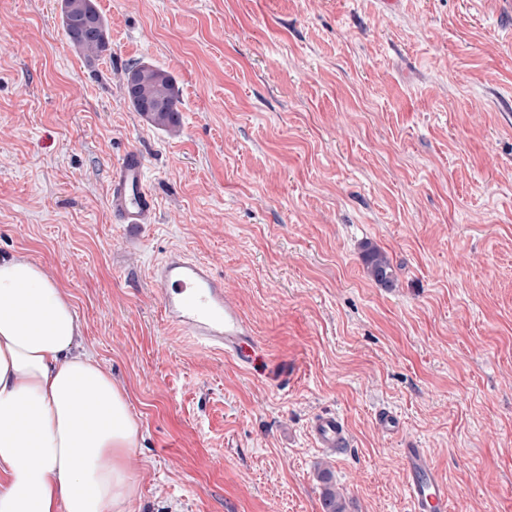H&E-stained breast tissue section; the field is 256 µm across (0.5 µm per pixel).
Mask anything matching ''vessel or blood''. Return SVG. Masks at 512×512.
<instances>
[{"label":"vessel or blood","instance_id":"obj_1","mask_svg":"<svg viewBox=\"0 0 512 512\" xmlns=\"http://www.w3.org/2000/svg\"><path fill=\"white\" fill-rule=\"evenodd\" d=\"M113 214L125 224L153 223L156 204L149 193L138 153L125 156L112 172ZM160 288L167 321L202 347L223 352L245 366L256 365L260 346L240 311L227 300L224 283L206 264L183 252H173L152 270ZM315 442L344 453L348 428L336 414L316 415L310 425ZM407 471L412 512H446V482L422 448L400 451Z\"/></svg>","mask_w":512,"mask_h":512}]
</instances>
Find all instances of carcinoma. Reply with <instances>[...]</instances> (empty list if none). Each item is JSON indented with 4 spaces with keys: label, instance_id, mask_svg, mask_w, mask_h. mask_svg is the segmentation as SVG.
Returning a JSON list of instances; mask_svg holds the SVG:
<instances>
[{
    "label": "carcinoma",
    "instance_id": "carcinoma-1",
    "mask_svg": "<svg viewBox=\"0 0 512 512\" xmlns=\"http://www.w3.org/2000/svg\"><path fill=\"white\" fill-rule=\"evenodd\" d=\"M60 9L65 35L80 57L92 63L110 50L108 26L96 0H60ZM130 80L134 81V88L127 100L134 111L157 126L176 128L180 125L179 89L170 72L155 65L137 63L127 71L125 81ZM362 259L371 280L385 288L394 287V269L384 252L368 243ZM323 480V512H345L341 494L331 488L329 477Z\"/></svg>",
    "mask_w": 512,
    "mask_h": 512
}]
</instances>
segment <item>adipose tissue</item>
<instances>
[{"label":"adipose tissue","instance_id":"obj_1","mask_svg":"<svg viewBox=\"0 0 512 512\" xmlns=\"http://www.w3.org/2000/svg\"><path fill=\"white\" fill-rule=\"evenodd\" d=\"M81 333L39 265L0 260V512H130L141 425Z\"/></svg>","mask_w":512,"mask_h":512}]
</instances>
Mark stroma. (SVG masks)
Wrapping results in <instances>:
<instances>
[{"label":"stroma","mask_w":512,"mask_h":512,"mask_svg":"<svg viewBox=\"0 0 512 512\" xmlns=\"http://www.w3.org/2000/svg\"><path fill=\"white\" fill-rule=\"evenodd\" d=\"M386 2L96 0L90 66L59 0H0V256L65 289L123 387L133 512H322L325 469L346 512H411L404 448L448 512H512V0ZM139 61L175 77L178 131L126 99ZM130 151L151 224L112 214ZM175 250L223 280L259 372L168 323L150 272ZM327 412L346 454L309 432ZM362 259L371 280L384 288L394 287L396 281L394 269L390 259L384 252L366 243Z\"/></svg>","instance_id":"obj_1"}]
</instances>
